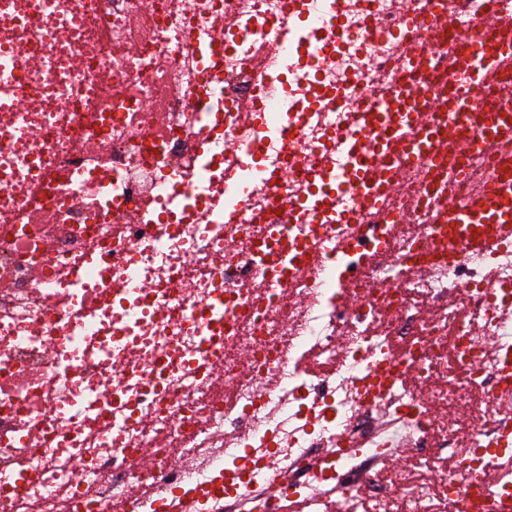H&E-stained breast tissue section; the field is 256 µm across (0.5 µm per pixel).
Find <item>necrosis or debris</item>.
<instances>
[{"label":"necrosis or debris","instance_id":"obj_1","mask_svg":"<svg viewBox=\"0 0 512 512\" xmlns=\"http://www.w3.org/2000/svg\"><path fill=\"white\" fill-rule=\"evenodd\" d=\"M469 8L0 0V46L41 60L0 87V512H277L329 483L357 506L371 482L374 512H500L512 241L431 245L512 146L461 179L396 154L390 185L355 141L418 143L403 90L447 92L457 44L410 64L405 19ZM361 182L374 202L343 215ZM456 405L465 424L433 418Z\"/></svg>","mask_w":512,"mask_h":512}]
</instances>
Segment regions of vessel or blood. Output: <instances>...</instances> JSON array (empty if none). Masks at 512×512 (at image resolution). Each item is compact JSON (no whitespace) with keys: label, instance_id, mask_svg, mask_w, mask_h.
I'll return each instance as SVG.
<instances>
[{"label":"vessel or blood","instance_id":"obj_1","mask_svg":"<svg viewBox=\"0 0 512 512\" xmlns=\"http://www.w3.org/2000/svg\"><path fill=\"white\" fill-rule=\"evenodd\" d=\"M459 29L468 33L469 38L463 53L450 63L448 82L468 87L471 96L456 102L432 96L429 88L419 85L405 92L409 100L427 98L433 105L432 112H417L418 129L428 131L430 115L435 112L448 132L447 141L436 140L425 146L434 161L444 160L449 149L462 156L512 139V104L488 108L479 96L486 79L512 65V18L495 15L488 8V0H473L471 14ZM470 112L477 114L478 119L469 124L465 116ZM509 236H512V178L494 174L474 204L465 209H451L442 242L449 247L463 238L471 250L480 252Z\"/></svg>","mask_w":512,"mask_h":512}]
</instances>
